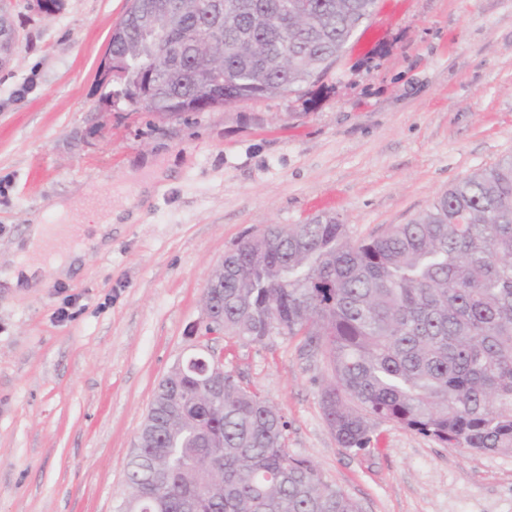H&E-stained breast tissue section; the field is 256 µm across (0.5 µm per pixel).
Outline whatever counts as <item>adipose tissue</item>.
Masks as SVG:
<instances>
[{
  "mask_svg": "<svg viewBox=\"0 0 512 512\" xmlns=\"http://www.w3.org/2000/svg\"><path fill=\"white\" fill-rule=\"evenodd\" d=\"M140 216V208L126 201L113 209L100 212L87 211L85 219L93 225L92 236L72 248H61L50 252L49 240L53 234L51 228L35 224L28 228L23 240L15 244L10 253L0 256V262L9 266L6 284L12 288L36 287L38 274L42 267L44 253H51L55 271L67 275L74 268L85 263L88 256L98 250L108 249L112 243V234L120 225L135 222Z\"/></svg>",
  "mask_w": 512,
  "mask_h": 512,
  "instance_id": "adipose-tissue-1",
  "label": "adipose tissue"
}]
</instances>
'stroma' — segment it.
<instances>
[{
    "label": "stroma",
    "mask_w": 512,
    "mask_h": 512,
    "mask_svg": "<svg viewBox=\"0 0 512 512\" xmlns=\"http://www.w3.org/2000/svg\"><path fill=\"white\" fill-rule=\"evenodd\" d=\"M17 55L0 71V253L87 198L135 196L111 246L39 288H0V512H117L155 389L195 344L206 279L245 236L333 215L352 240L427 210L512 156V0H376L333 69L301 92L162 118L107 100L104 59L130 0H9ZM70 317L59 320L60 309ZM211 346L288 421L362 512H512V454L451 450L375 422L341 448L320 408L324 363L301 338Z\"/></svg>",
    "instance_id": "1"
}]
</instances>
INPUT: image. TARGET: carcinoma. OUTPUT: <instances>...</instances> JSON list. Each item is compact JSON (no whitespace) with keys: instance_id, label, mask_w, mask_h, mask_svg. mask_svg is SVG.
<instances>
[{"instance_id":"1","label":"carcinoma","mask_w":512,"mask_h":512,"mask_svg":"<svg viewBox=\"0 0 512 512\" xmlns=\"http://www.w3.org/2000/svg\"><path fill=\"white\" fill-rule=\"evenodd\" d=\"M375 0H131L107 50L112 105L163 117L296 93L340 58ZM175 55L153 56L145 13ZM224 336L273 332L325 355L321 408L338 445L364 450L387 421L446 448L512 453V158L453 184L409 224L353 243L333 216L270 225L224 255L206 293ZM207 356L159 383L152 430L119 512H361L311 461L288 421Z\"/></svg>"}]
</instances>
